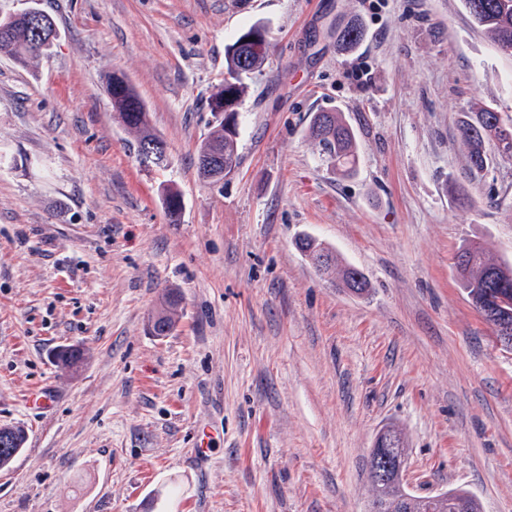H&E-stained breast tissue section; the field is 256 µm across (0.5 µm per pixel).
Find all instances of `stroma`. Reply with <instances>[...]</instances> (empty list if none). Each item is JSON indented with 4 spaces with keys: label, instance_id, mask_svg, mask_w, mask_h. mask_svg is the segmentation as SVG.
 <instances>
[{
    "label": "stroma",
    "instance_id": "1",
    "mask_svg": "<svg viewBox=\"0 0 512 512\" xmlns=\"http://www.w3.org/2000/svg\"><path fill=\"white\" fill-rule=\"evenodd\" d=\"M32 7L52 48L25 66L0 50V426L27 434L0 512H368L388 428L415 491L512 512V351L455 264L472 241L512 264V157L472 174L458 136L476 108L512 118V56L464 0H0V16ZM351 19L365 37L345 52ZM259 20L240 164L203 181L224 47ZM115 72L167 167L113 112ZM331 110L356 136L350 177L308 134ZM305 234L368 292L321 274ZM169 290L177 324L157 336ZM68 345L78 368L54 358ZM37 387L49 408L28 405ZM297 246L306 256L327 251L325 259L317 266L319 272L328 275L336 273L338 286L346 288L351 293L362 295L368 291L369 284L364 275L351 265L343 263L335 253L323 246L322 243L309 236H305L299 239ZM357 274L361 277L359 282L355 280V275Z\"/></svg>",
    "mask_w": 512,
    "mask_h": 512
}]
</instances>
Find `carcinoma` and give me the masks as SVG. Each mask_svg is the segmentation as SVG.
<instances>
[{
  "label": "carcinoma",
  "mask_w": 512,
  "mask_h": 512,
  "mask_svg": "<svg viewBox=\"0 0 512 512\" xmlns=\"http://www.w3.org/2000/svg\"><path fill=\"white\" fill-rule=\"evenodd\" d=\"M466 8L483 27L494 44L504 52L512 53V0H465ZM248 32L225 48L224 52V105L225 111H235L247 91L244 78L263 67L269 50L267 33L260 34V42H241ZM0 49L9 51L20 64L43 53L28 22L19 15L0 18ZM111 91L112 110L137 136V148L160 140L148 119V112L130 87L123 93ZM512 127L505 124L500 113L483 109L466 118L459 126L460 140L468 152L470 171L482 173L488 169L490 157L485 143H499L505 130ZM309 135L318 148L319 155L336 172L349 176L356 170L357 143L352 129L338 112H318L309 126ZM238 133L227 132L224 122H218L210 135L202 141L198 150V165L203 158L217 149L222 157V170L231 173L239 164L237 153ZM298 248L307 256L326 252L325 259L317 266L323 274H336L338 285L348 291L362 295L368 291L366 278L355 280L359 270L345 264L339 257L317 240L305 236L297 242ZM460 257L464 258V269L460 272L461 285L472 305L481 314L486 324L494 326L501 312L496 307L498 296L512 294V265L491 259L479 243H467L461 247ZM24 429L16 427V434L8 438L7 447H0V467H4L24 447ZM370 512H455V505L446 498L417 495L409 491L407 484L399 478L373 486Z\"/></svg>",
  "instance_id": "1"
}]
</instances>
